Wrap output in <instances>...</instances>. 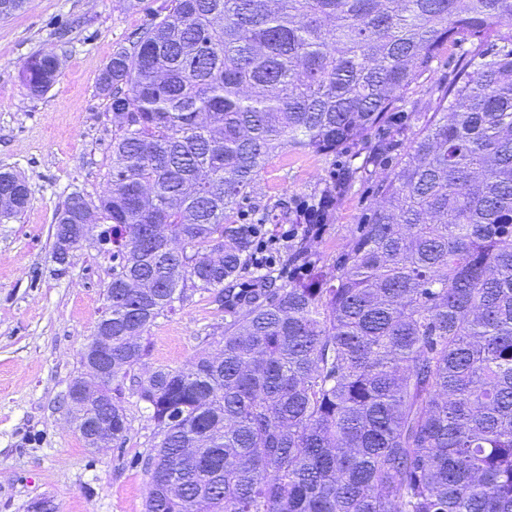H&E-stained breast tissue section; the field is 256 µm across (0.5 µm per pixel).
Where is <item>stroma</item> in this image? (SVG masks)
<instances>
[{
	"instance_id": "1",
	"label": "stroma",
	"mask_w": 512,
	"mask_h": 512,
	"mask_svg": "<svg viewBox=\"0 0 512 512\" xmlns=\"http://www.w3.org/2000/svg\"><path fill=\"white\" fill-rule=\"evenodd\" d=\"M166 0H30L0 21V169L21 171L30 205L0 222V512H31L38 501L56 512H144L147 477L131 463L147 453L153 427L136 396L127 395L124 443L86 447L62 398L83 372L81 353L92 336L112 280L111 263L85 241L66 268L53 258L54 215L82 190L98 200L108 189V148L115 126L98 79L113 51L148 22ZM67 26L59 39V26ZM54 51L58 77L43 97L29 96L22 69L31 56ZM461 52L443 45L368 142L333 153L291 149L272 159L254 183L237 222H256L266 205L283 204L289 224L326 184L342 178L327 224L317 235L319 267L329 271L358 224L381 200L377 185L425 126L444 88L457 75ZM385 144L378 165L349 174L352 155ZM223 319L207 296L148 331V366L180 367L196 356L199 338Z\"/></svg>"
}]
</instances>
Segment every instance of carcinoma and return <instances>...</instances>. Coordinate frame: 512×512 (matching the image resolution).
<instances>
[{
	"label": "carcinoma",
	"instance_id": "obj_1",
	"mask_svg": "<svg viewBox=\"0 0 512 512\" xmlns=\"http://www.w3.org/2000/svg\"><path fill=\"white\" fill-rule=\"evenodd\" d=\"M475 43L424 130L380 181L382 204L333 270L313 226L281 268L226 223L269 160L364 141L444 42ZM52 52L22 71L57 80ZM100 91L116 129L98 203L71 192L54 237L107 225L112 378L74 415L129 392L154 426L145 512H512V0H169L118 47ZM0 218L29 202L0 171ZM224 322L178 368L144 334L192 294Z\"/></svg>",
	"mask_w": 512,
	"mask_h": 512
}]
</instances>
